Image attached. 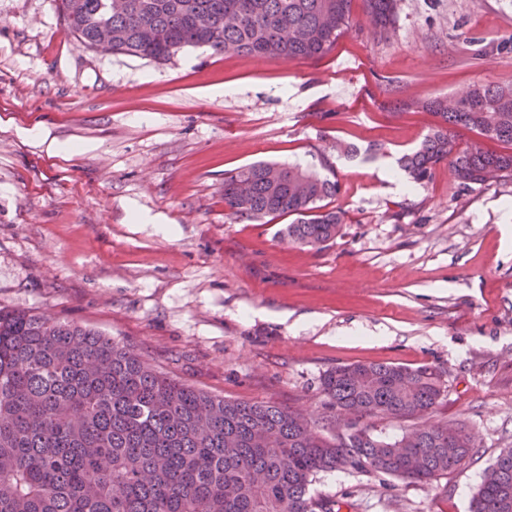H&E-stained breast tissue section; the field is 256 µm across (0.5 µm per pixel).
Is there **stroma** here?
<instances>
[{
  "mask_svg": "<svg viewBox=\"0 0 512 512\" xmlns=\"http://www.w3.org/2000/svg\"><path fill=\"white\" fill-rule=\"evenodd\" d=\"M477 85L512 86V0H398L385 31L355 0L319 58L188 47L165 63L79 47L58 0H0V306L333 436L349 429L323 372L435 368L427 420L464 425L463 463L429 484L322 473L311 492L349 512H470L512 446V177L464 189L443 163L400 190L388 174L437 121L420 101ZM259 161L334 169L336 240L303 248L289 217L228 215L225 172Z\"/></svg>",
  "mask_w": 512,
  "mask_h": 512,
  "instance_id": "obj_1",
  "label": "stroma"
}]
</instances>
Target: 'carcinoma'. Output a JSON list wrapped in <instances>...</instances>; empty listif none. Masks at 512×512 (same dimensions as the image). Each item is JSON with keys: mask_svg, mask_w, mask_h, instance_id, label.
<instances>
[{"mask_svg": "<svg viewBox=\"0 0 512 512\" xmlns=\"http://www.w3.org/2000/svg\"><path fill=\"white\" fill-rule=\"evenodd\" d=\"M60 0L68 32L89 49L104 25L113 51L155 62L185 47L218 54L314 59L348 27L353 0ZM381 29L397 0H363ZM439 118L400 159L416 183L443 162L463 187L493 171L512 176V153L461 130L512 145V86L485 85L423 104ZM339 181L298 166L256 163L224 177V208L242 222L296 216V244L318 247L340 233L343 213L320 202ZM328 407L350 414L331 440L301 415L227 400L158 371L97 331L0 307V512H333L310 494L324 472H377L430 483L456 469L474 442L460 423L422 424L396 438L368 432L369 417L422 418L442 400L429 367L341 365L320 379ZM471 512H512V447L484 472Z\"/></svg>", "mask_w": 512, "mask_h": 512, "instance_id": "1", "label": "carcinoma"}]
</instances>
